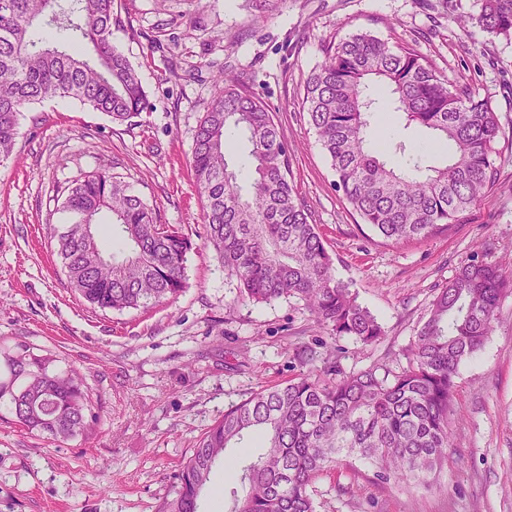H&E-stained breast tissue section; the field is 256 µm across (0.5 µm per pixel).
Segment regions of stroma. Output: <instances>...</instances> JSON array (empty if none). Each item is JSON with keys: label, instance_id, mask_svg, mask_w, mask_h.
<instances>
[{"label": "stroma", "instance_id": "1", "mask_svg": "<svg viewBox=\"0 0 512 512\" xmlns=\"http://www.w3.org/2000/svg\"><path fill=\"white\" fill-rule=\"evenodd\" d=\"M479 0H115L112 45L134 66L150 107L117 124L72 98L21 112L0 164V355L25 345L76 370L100 396L101 421L65 443L27 433L0 404V512H158L199 434L264 386L313 369L404 365L403 349L459 268L478 259L512 274V40L474 19ZM367 32L412 44L496 112L498 179L448 232L388 244L353 215L303 108L324 45ZM275 112L298 195L335 275L386 331L372 346L334 341L303 302L252 303L204 250V202L189 160L216 71ZM110 169L196 244L176 301L101 310L65 285L50 232L62 194ZM447 459L404 490L373 465L341 462L313 487L316 512H512V294L456 379Z\"/></svg>", "mask_w": 512, "mask_h": 512}]
</instances>
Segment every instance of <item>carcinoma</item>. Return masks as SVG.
I'll return each mask as SVG.
<instances>
[{
  "label": "carcinoma",
  "instance_id": "1",
  "mask_svg": "<svg viewBox=\"0 0 512 512\" xmlns=\"http://www.w3.org/2000/svg\"><path fill=\"white\" fill-rule=\"evenodd\" d=\"M114 0H0V163L12 154L22 110L49 97L72 98L124 123L149 107L139 77L112 47ZM478 23L512 38V0H480ZM52 26L73 49L34 40ZM92 47L88 58L76 50ZM197 126L189 161L205 200L206 236L239 297L255 303L296 297L306 302L331 339L362 345L385 330L336 280L333 258L292 182L288 146L276 114L224 73ZM303 105L352 211L385 242L428 238L457 223L497 180L499 121L466 85L437 71L416 47L394 46L357 33L324 46L323 60L304 81ZM379 112L400 114L403 129L451 145V157L427 164L402 138L367 131ZM246 136L247 178L229 168L228 134ZM406 159L405 170L383 156ZM66 223L53 229L69 288L89 304L122 311L175 301L185 288L184 264L194 249L187 228L159 224L153 209L107 169L67 189ZM122 227L130 247L117 257L82 225L102 212ZM512 276L472 261L433 299L405 352L406 365L349 375L330 368L263 387L224 411L201 433L176 473L175 496L160 512H200L199 499L226 448L256 436L263 452L236 463L243 489L230 491L225 512H315L312 487L328 468L349 459L375 465L374 477L410 487L447 457L449 413L461 363L493 330ZM23 348L4 357L0 401L30 434L67 441L97 425L98 399L69 373Z\"/></svg>",
  "mask_w": 512,
  "mask_h": 512
}]
</instances>
